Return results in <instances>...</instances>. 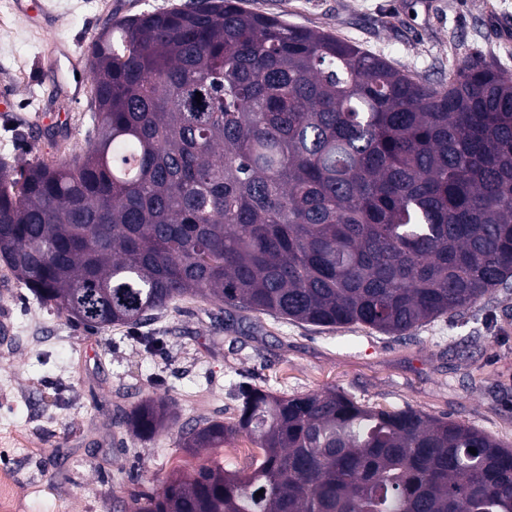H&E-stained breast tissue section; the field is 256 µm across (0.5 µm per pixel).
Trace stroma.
<instances>
[{"label":"stroma","mask_w":512,"mask_h":512,"mask_svg":"<svg viewBox=\"0 0 512 512\" xmlns=\"http://www.w3.org/2000/svg\"><path fill=\"white\" fill-rule=\"evenodd\" d=\"M191 0H47L50 29L8 6L0 29V161L17 169L86 148L89 101L55 122L56 89L41 71L53 42L90 53L112 17L188 7ZM246 8L325 31L430 83L447 81L464 51L512 74V0H244ZM0 472L18 476L16 512H113L152 491L174 467L190 469L176 431L236 413L244 377L277 394L334 388L366 406L448 416L512 446V290L489 293L454 317L403 337L361 325L316 327L250 313L216 319L201 298L135 327L93 333L41 306L0 262ZM156 346L146 349L142 337ZM148 396L173 404L174 429L139 438L111 419Z\"/></svg>","instance_id":"obj_1"}]
</instances>
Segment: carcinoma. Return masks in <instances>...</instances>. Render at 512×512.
<instances>
[{
  "instance_id": "cac0c4a2",
  "label": "carcinoma",
  "mask_w": 512,
  "mask_h": 512,
  "mask_svg": "<svg viewBox=\"0 0 512 512\" xmlns=\"http://www.w3.org/2000/svg\"><path fill=\"white\" fill-rule=\"evenodd\" d=\"M89 65L86 150L17 177L0 163V259L70 321L138 326L202 297L403 336L512 287V75L494 63L428 83L241 0H193L109 22ZM238 400L177 438L245 433L248 472L208 458L122 512H512V448L462 422L334 389ZM171 420L150 397L119 425Z\"/></svg>"
}]
</instances>
